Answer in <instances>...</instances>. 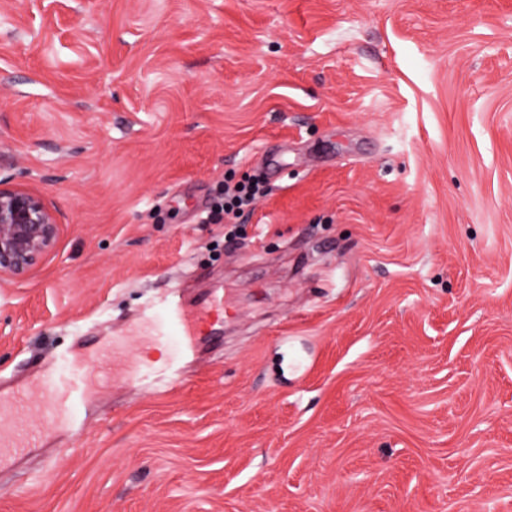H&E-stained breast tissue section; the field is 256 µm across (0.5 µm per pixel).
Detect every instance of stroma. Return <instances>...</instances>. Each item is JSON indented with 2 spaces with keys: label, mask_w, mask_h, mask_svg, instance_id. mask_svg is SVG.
<instances>
[{
  "label": "stroma",
  "mask_w": 512,
  "mask_h": 512,
  "mask_svg": "<svg viewBox=\"0 0 512 512\" xmlns=\"http://www.w3.org/2000/svg\"><path fill=\"white\" fill-rule=\"evenodd\" d=\"M0 179L63 224L0 392L112 353L0 512H512V0H0ZM171 290L220 310L157 396ZM264 193L265 189L258 181L238 183L233 188L227 187L224 190L223 203L220 204L224 219L237 220Z\"/></svg>",
  "instance_id": "obj_1"
}]
</instances>
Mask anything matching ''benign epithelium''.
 <instances>
[{"label":"benign epithelium","mask_w":512,"mask_h":512,"mask_svg":"<svg viewBox=\"0 0 512 512\" xmlns=\"http://www.w3.org/2000/svg\"><path fill=\"white\" fill-rule=\"evenodd\" d=\"M61 230L41 196L0 180V284L25 279L54 252Z\"/></svg>","instance_id":"obj_1"}]
</instances>
